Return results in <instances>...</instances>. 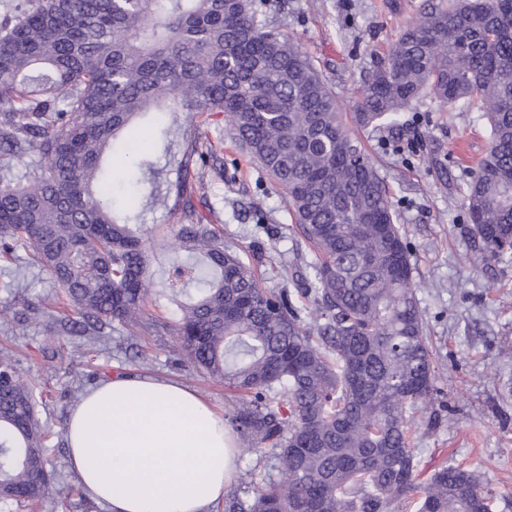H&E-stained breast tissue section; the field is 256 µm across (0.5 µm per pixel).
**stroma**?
Segmentation results:
<instances>
[{
  "label": "stroma",
  "instance_id": "35a3bbf8",
  "mask_svg": "<svg viewBox=\"0 0 512 512\" xmlns=\"http://www.w3.org/2000/svg\"><path fill=\"white\" fill-rule=\"evenodd\" d=\"M424 0H268L263 23L290 36L308 55L352 113L369 71L409 23ZM176 154L195 141L217 143L204 212L225 249L253 258L262 287L299 288L314 255L275 180L251 164L227 136L223 114L171 113ZM372 157L411 252L426 334L436 360L438 394L424 418L411 426L420 470L450 463L481 471L500 496L512 500V266L474 260L473 237L461 207L470 170L483 156L488 130L480 113L448 110L431 97L406 111L400 127L356 132ZM173 198L159 196L144 226L151 270L174 257L169 225L178 221ZM46 272L28 268L13 287H0V310L26 312L25 322L0 332V352L19 361L41 392V420L51 430L48 459L64 476L36 512H105L78 486L64 433L80 395L115 374H159L193 388L218 413L237 396L207 374L184 370L176 355L178 307L154 293L144 323L113 327L89 341L58 329L45 313L51 293Z\"/></svg>",
  "mask_w": 512,
  "mask_h": 512
}]
</instances>
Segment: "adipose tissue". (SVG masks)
<instances>
[{
    "instance_id": "adipose-tissue-1",
    "label": "adipose tissue",
    "mask_w": 512,
    "mask_h": 512,
    "mask_svg": "<svg viewBox=\"0 0 512 512\" xmlns=\"http://www.w3.org/2000/svg\"><path fill=\"white\" fill-rule=\"evenodd\" d=\"M65 440L79 486L107 512H211L235 474L223 415L167 377L120 374L86 390Z\"/></svg>"
}]
</instances>
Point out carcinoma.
I'll list each match as a JSON object with an SVG mask.
<instances>
[{
    "instance_id": "1",
    "label": "carcinoma",
    "mask_w": 512,
    "mask_h": 512,
    "mask_svg": "<svg viewBox=\"0 0 512 512\" xmlns=\"http://www.w3.org/2000/svg\"><path fill=\"white\" fill-rule=\"evenodd\" d=\"M256 0H17L0 25V257L47 272L75 336L142 323L147 297L180 306V361L238 392L225 422L272 461L224 512H493L483 474L442 465L421 477L408 417L437 393L414 266L386 187L312 61L265 29ZM431 91L476 110L490 137L462 208L477 258L512 265V0L430 3L369 72L354 124L398 127ZM222 112L231 138L281 186L315 261L302 280L310 322L286 288L260 286L200 211L209 147L180 161L184 257L156 283L141 213L112 170L157 188L163 169L131 151L152 132L171 153L164 105ZM32 153L35 166L25 164ZM25 165L21 178L12 164ZM0 506L36 505L62 478L48 468L39 400L0 356Z\"/></svg>"
}]
</instances>
